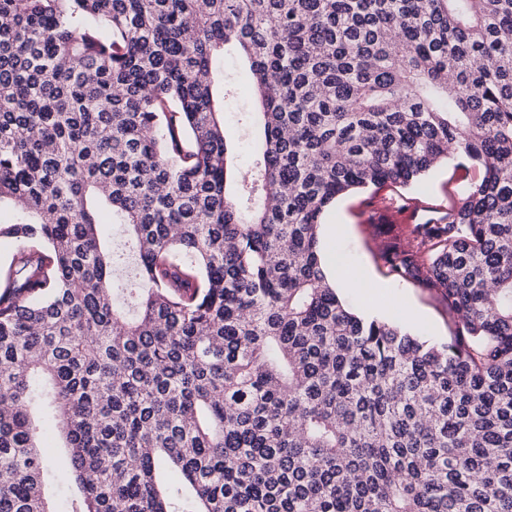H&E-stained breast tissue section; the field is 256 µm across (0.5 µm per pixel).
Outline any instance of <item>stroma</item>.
I'll return each instance as SVG.
<instances>
[{"label":"stroma","mask_w":512,"mask_h":512,"mask_svg":"<svg viewBox=\"0 0 512 512\" xmlns=\"http://www.w3.org/2000/svg\"><path fill=\"white\" fill-rule=\"evenodd\" d=\"M224 82L235 89L234 97L225 102L224 120L235 141L236 162L244 168L249 162L248 135L237 119L251 106L252 99L245 67L236 55L224 59ZM475 173L469 160L454 156L432 169L419 184L385 187L379 194L386 198L419 197L448 206L463 195ZM369 197L364 191L339 198L321 227L323 261L348 267L360 279L355 288L337 286V293L357 314H373L434 343L448 341L455 325L434 291L387 275L378 259L376 229L366 205Z\"/></svg>","instance_id":"1"}]
</instances>
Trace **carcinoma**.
Here are the masks:
<instances>
[{
	"mask_svg": "<svg viewBox=\"0 0 512 512\" xmlns=\"http://www.w3.org/2000/svg\"><path fill=\"white\" fill-rule=\"evenodd\" d=\"M451 155L479 178L380 250L456 319L429 344L320 227ZM0 239V512H57V428L67 512H512V0H0ZM246 68L234 53L224 58V83L235 89L234 98L226 99L224 107V120L235 140L236 162L241 170H246L249 162L248 135L239 127L238 112L248 109L252 104Z\"/></svg>",
	"mask_w": 512,
	"mask_h": 512,
	"instance_id": "cac0c4a2",
	"label": "carcinoma"
}]
</instances>
